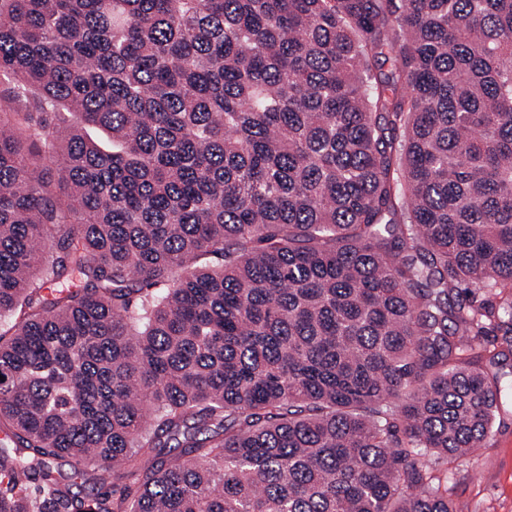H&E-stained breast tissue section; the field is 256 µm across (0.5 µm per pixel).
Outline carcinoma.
I'll return each mask as SVG.
<instances>
[{
  "instance_id": "carcinoma-1",
  "label": "carcinoma",
  "mask_w": 512,
  "mask_h": 512,
  "mask_svg": "<svg viewBox=\"0 0 512 512\" xmlns=\"http://www.w3.org/2000/svg\"><path fill=\"white\" fill-rule=\"evenodd\" d=\"M0 81V512H456L512 0H0Z\"/></svg>"
}]
</instances>
